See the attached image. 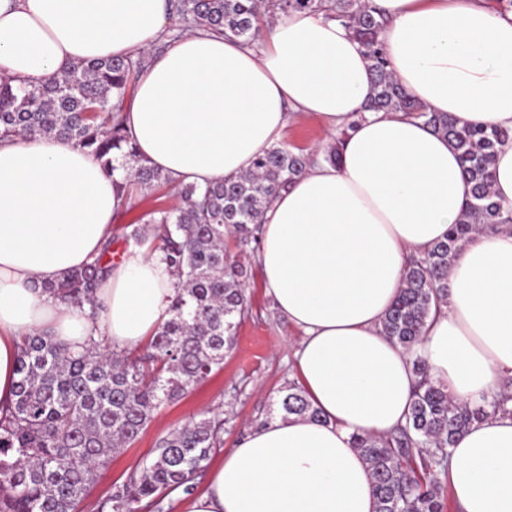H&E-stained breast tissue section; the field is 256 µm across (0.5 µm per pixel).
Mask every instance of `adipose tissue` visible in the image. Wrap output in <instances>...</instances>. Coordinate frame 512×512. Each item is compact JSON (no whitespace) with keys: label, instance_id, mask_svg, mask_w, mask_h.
Here are the masks:
<instances>
[{"label":"adipose tissue","instance_id":"ef3b65f1","mask_svg":"<svg viewBox=\"0 0 512 512\" xmlns=\"http://www.w3.org/2000/svg\"><path fill=\"white\" fill-rule=\"evenodd\" d=\"M165 2L0 0V77L39 85L79 63L148 53L119 112L137 157L174 188L249 172L295 115L345 133L338 164L317 160L274 199L257 253L266 293L301 334L295 380L320 417L252 429L185 512H375L353 437L406 420L411 356L380 322L408 255L462 217L458 154L422 120L357 119L373 90L368 60L325 11L292 12L247 43L173 35ZM373 2L389 19L388 68L412 96L460 123L512 130V11L488 0ZM123 177L63 138L0 143V406L14 397L24 337L44 332L73 351L93 337L137 347L165 319L175 277L158 252L124 254L98 290L96 319L40 289L100 254L124 207ZM418 352L450 397L472 406L512 378V231L472 235ZM448 483L461 512H512V416L459 438Z\"/></svg>","mask_w":512,"mask_h":512}]
</instances>
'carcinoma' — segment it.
Here are the masks:
<instances>
[{
  "mask_svg": "<svg viewBox=\"0 0 512 512\" xmlns=\"http://www.w3.org/2000/svg\"><path fill=\"white\" fill-rule=\"evenodd\" d=\"M173 31L203 29L254 41L261 24L296 10L321 9L349 27L362 44L373 76V96L358 112L401 111L423 119L455 147L469 187L459 223L426 253L410 259L403 287L381 322V332L413 353V402L406 423L382 437L357 435L354 447L371 469L376 512H444L450 448L475 422L509 412L512 394L500 393L485 407L458 403L436 384L416 354L432 308L445 300L448 271L472 234L512 224V209L494 199L492 167L508 129L461 125L431 112L388 70L381 34L386 19L370 0H168ZM147 66L146 56L116 57L73 66L42 85L14 86L0 80V138L53 135L90 151L103 169L127 177L119 193L137 205L138 193L169 185L158 170L139 162L118 108ZM312 159L302 150L274 146L250 172L204 188L180 187L181 203L146 214L154 225V250L177 277L168 318L138 353L104 350L98 344L74 353L51 337H25L15 400L0 409V512H73L112 453L135 440L154 412L206 379L224 362L247 312L245 264L228 258L224 237L258 243L272 200ZM112 239L100 255L42 291L63 303L87 302L111 271ZM283 416L318 418L303 390L288 387ZM224 420H194L161 440L155 458L99 502L98 512H140L175 491L192 493L211 453L223 447Z\"/></svg>",
  "mask_w": 512,
  "mask_h": 512,
  "instance_id": "obj_1",
  "label": "carcinoma"
}]
</instances>
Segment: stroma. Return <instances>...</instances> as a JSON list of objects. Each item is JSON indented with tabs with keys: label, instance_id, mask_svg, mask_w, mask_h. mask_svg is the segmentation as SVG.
Returning a JSON list of instances; mask_svg holds the SVG:
<instances>
[{
	"label": "stroma",
	"instance_id": "obj_1",
	"mask_svg": "<svg viewBox=\"0 0 512 512\" xmlns=\"http://www.w3.org/2000/svg\"><path fill=\"white\" fill-rule=\"evenodd\" d=\"M245 293L249 313L241 321L221 368L178 401L155 411L139 437L98 469L76 512H97L99 501L139 464L154 457L163 438L190 421L213 415L223 418L224 446L228 449L251 429L268 422L277 401L295 382V352L301 336L275 309L253 262L248 265Z\"/></svg>",
	"mask_w": 512,
	"mask_h": 512
}]
</instances>
